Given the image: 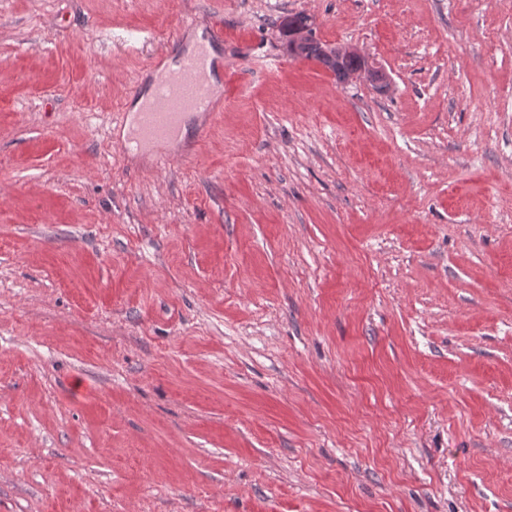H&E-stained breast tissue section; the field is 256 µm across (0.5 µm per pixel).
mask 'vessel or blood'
Here are the masks:
<instances>
[{"label":"vessel or blood","mask_w":512,"mask_h":512,"mask_svg":"<svg viewBox=\"0 0 512 512\" xmlns=\"http://www.w3.org/2000/svg\"><path fill=\"white\" fill-rule=\"evenodd\" d=\"M214 67L208 46L178 53L175 67L156 60L152 100L138 112L131 143L142 147L169 141L181 130L186 118L197 112H212L207 73Z\"/></svg>","instance_id":"vessel-or-blood-1"}]
</instances>
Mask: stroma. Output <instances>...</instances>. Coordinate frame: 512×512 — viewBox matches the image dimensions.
<instances>
[{
  "mask_svg": "<svg viewBox=\"0 0 512 512\" xmlns=\"http://www.w3.org/2000/svg\"><path fill=\"white\" fill-rule=\"evenodd\" d=\"M0 512H512V0H0ZM308 30L309 29H298L294 33L296 46L291 48V51L295 57L305 60H314L322 64L325 68L333 72L336 75V78L341 82L346 81L352 74H356V72L358 73L356 75L364 74L370 78L374 75L375 67L356 47L351 45L334 46L333 51L337 55H346L338 58L336 57V54L331 51V46L317 40L314 34H311V36L306 39L308 36ZM302 42H304L302 45H297ZM360 56L364 58V67L362 71L358 72L363 66V60ZM371 80L381 91H384L388 85V83H386L385 75L376 74L371 78ZM221 38L219 31H214L206 44L191 53H182L177 48L176 67L167 66L162 56L151 68L154 76V94L152 100L138 112L153 93L149 88L133 106L132 120L136 112L135 128L131 138L124 144L130 149L133 143L140 147L155 146L169 141L181 130L186 118L191 113L208 112L212 115L214 103L209 93L208 71H214V58L209 48L212 39Z\"/></svg>",
  "mask_w": 512,
  "mask_h": 512,
  "instance_id": "stroma-1",
  "label": "stroma"
}]
</instances>
